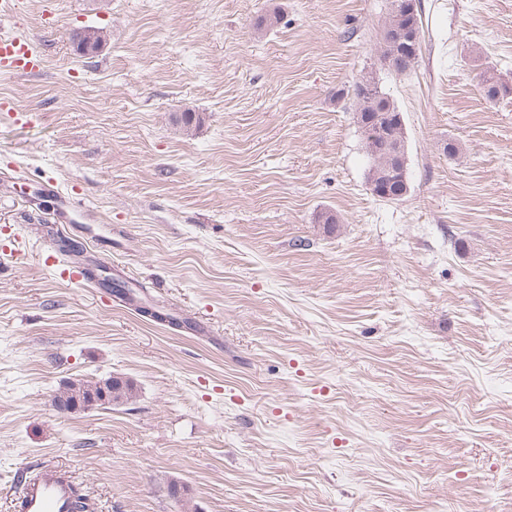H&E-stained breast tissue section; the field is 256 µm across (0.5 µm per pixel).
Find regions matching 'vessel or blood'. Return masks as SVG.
Returning <instances> with one entry per match:
<instances>
[{
    "instance_id": "vessel-or-blood-1",
    "label": "vessel or blood",
    "mask_w": 512,
    "mask_h": 512,
    "mask_svg": "<svg viewBox=\"0 0 512 512\" xmlns=\"http://www.w3.org/2000/svg\"><path fill=\"white\" fill-rule=\"evenodd\" d=\"M41 57L27 39L0 35V73L22 76L38 72ZM75 485L69 474L52 464L30 470L15 503L17 512H72Z\"/></svg>"
}]
</instances>
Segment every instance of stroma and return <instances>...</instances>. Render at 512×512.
Returning a JSON list of instances; mask_svg holds the SVG:
<instances>
[{
    "label": "stroma",
    "mask_w": 512,
    "mask_h": 512,
    "mask_svg": "<svg viewBox=\"0 0 512 512\" xmlns=\"http://www.w3.org/2000/svg\"><path fill=\"white\" fill-rule=\"evenodd\" d=\"M419 2L399 76L390 0H14L44 67L0 75V512L42 462L91 512H512V96L483 84H512V0ZM366 76L404 115L396 202ZM66 243L187 328L57 280ZM109 376L136 401L56 408ZM382 58L395 73L406 74L414 68L418 54L415 55L409 47L397 43L394 39L382 48ZM352 97L356 106V119L362 131L365 145L367 142V154L373 165V173L376 176H385L391 183L397 182L396 193L389 194L387 189L377 187L370 182L374 177L369 171L370 191L378 198L384 200H399L408 192L407 160L405 144L401 148H394L385 143L386 132L379 130L384 128L394 140L405 138L404 119L402 112L394 100L385 93L374 78L362 79L353 85ZM404 137V138H403ZM102 383L108 391L111 389L117 394V399H122L121 404H127L137 396L135 385L129 380H124L120 377L113 376L96 382L76 380L69 382L66 386L65 410L83 409L82 405L87 402V396L90 394V391H100L98 386Z\"/></svg>",
    "instance_id": "stroma-1"
}]
</instances>
